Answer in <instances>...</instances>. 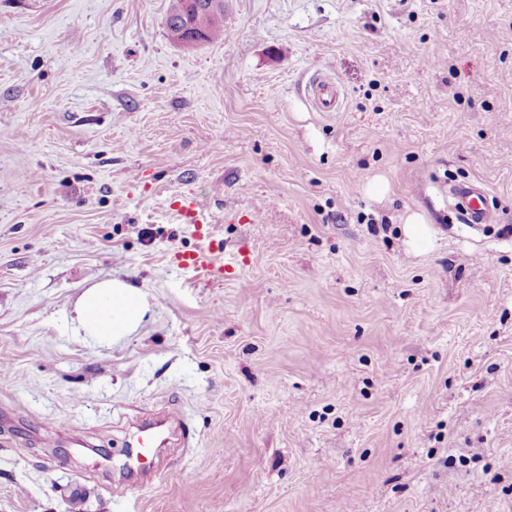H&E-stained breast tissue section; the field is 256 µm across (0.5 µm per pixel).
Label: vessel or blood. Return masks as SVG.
<instances>
[{"mask_svg":"<svg viewBox=\"0 0 512 512\" xmlns=\"http://www.w3.org/2000/svg\"><path fill=\"white\" fill-rule=\"evenodd\" d=\"M309 98L312 104L323 112L337 111L340 106L339 91L336 84L323 77H316L310 85ZM453 207L470 224H485L492 217L486 192L473 184L457 185L453 191ZM182 223L193 225L199 244L195 249L180 251L175 260L181 269L194 276L204 278L217 285L238 278L241 261L238 257L222 259L223 241L214 239L210 234L211 217L194 203H182L176 209ZM151 430L143 429L134 434L128 442L125 465L129 470L141 471L146 467L144 453Z\"/></svg>","mask_w":512,"mask_h":512,"instance_id":"b4317fda","label":"vessel or blood"}]
</instances>
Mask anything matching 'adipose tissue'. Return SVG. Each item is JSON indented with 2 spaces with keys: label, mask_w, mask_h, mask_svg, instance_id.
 <instances>
[{
  "label": "adipose tissue",
  "mask_w": 512,
  "mask_h": 512,
  "mask_svg": "<svg viewBox=\"0 0 512 512\" xmlns=\"http://www.w3.org/2000/svg\"><path fill=\"white\" fill-rule=\"evenodd\" d=\"M149 310L142 289L111 277L100 280L84 293L76 306L75 320L85 335L114 343L135 333Z\"/></svg>",
  "instance_id": "ef3b65f1"
}]
</instances>
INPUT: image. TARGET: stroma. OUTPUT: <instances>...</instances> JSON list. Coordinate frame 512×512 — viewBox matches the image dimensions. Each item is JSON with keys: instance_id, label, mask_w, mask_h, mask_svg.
<instances>
[{"instance_id": "1", "label": "stroma", "mask_w": 512, "mask_h": 512, "mask_svg": "<svg viewBox=\"0 0 512 512\" xmlns=\"http://www.w3.org/2000/svg\"><path fill=\"white\" fill-rule=\"evenodd\" d=\"M170 6L0 0V512H512V0H228L190 51ZM176 200L239 278L177 266ZM111 276L151 309L100 345ZM160 413L188 438L111 494ZM309 88V98L320 111L335 112L339 109V91L333 81L319 76L313 80ZM453 207L468 224H487L492 217L486 192L473 184H458L453 191ZM403 224L407 244L413 249H425L430 242L431 234L423 216L417 212L408 213ZM112 309V318L96 317ZM150 307L146 293L118 277L105 278L89 288L78 302L73 319L85 336L114 343L131 336L143 324Z\"/></svg>"}]
</instances>
